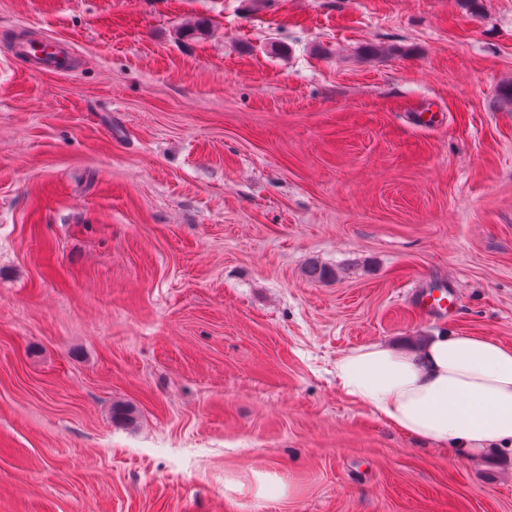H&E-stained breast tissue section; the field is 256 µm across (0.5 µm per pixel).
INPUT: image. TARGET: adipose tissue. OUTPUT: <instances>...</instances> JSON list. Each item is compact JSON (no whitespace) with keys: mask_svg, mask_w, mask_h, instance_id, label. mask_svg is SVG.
<instances>
[{"mask_svg":"<svg viewBox=\"0 0 512 512\" xmlns=\"http://www.w3.org/2000/svg\"><path fill=\"white\" fill-rule=\"evenodd\" d=\"M341 392L401 432L473 458L512 447V345L469 333L414 347L372 342L337 356Z\"/></svg>","mask_w":512,"mask_h":512,"instance_id":"1","label":"adipose tissue"}]
</instances>
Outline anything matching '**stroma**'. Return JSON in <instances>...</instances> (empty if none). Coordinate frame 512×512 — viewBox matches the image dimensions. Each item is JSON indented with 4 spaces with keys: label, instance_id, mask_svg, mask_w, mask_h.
Masks as SVG:
<instances>
[{
    "label": "stroma",
    "instance_id": "stroma-1",
    "mask_svg": "<svg viewBox=\"0 0 512 512\" xmlns=\"http://www.w3.org/2000/svg\"><path fill=\"white\" fill-rule=\"evenodd\" d=\"M510 86L512 0H0V512H512L331 373L512 344Z\"/></svg>",
    "mask_w": 512,
    "mask_h": 512
}]
</instances>
